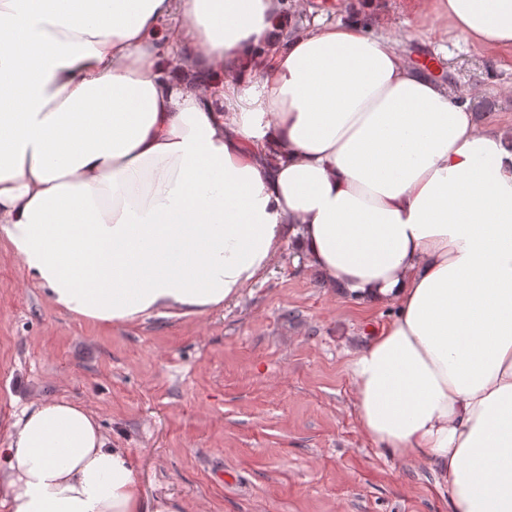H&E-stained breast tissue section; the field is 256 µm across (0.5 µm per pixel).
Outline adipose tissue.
<instances>
[{
	"label": "adipose tissue",
	"mask_w": 512,
	"mask_h": 512,
	"mask_svg": "<svg viewBox=\"0 0 512 512\" xmlns=\"http://www.w3.org/2000/svg\"><path fill=\"white\" fill-rule=\"evenodd\" d=\"M376 6L291 34L281 0H0V238L110 326L221 308L295 238L397 309L350 363L363 433L428 461L448 512H512V151L366 28ZM408 9L512 47V0ZM5 435L0 512H176L82 404Z\"/></svg>",
	"instance_id": "adipose-tissue-1"
}]
</instances>
